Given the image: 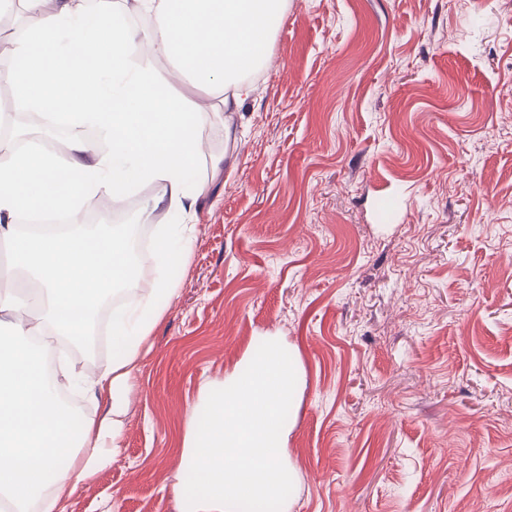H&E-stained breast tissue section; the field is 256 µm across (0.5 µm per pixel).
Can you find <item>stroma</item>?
<instances>
[{
	"label": "stroma",
	"instance_id": "1",
	"mask_svg": "<svg viewBox=\"0 0 512 512\" xmlns=\"http://www.w3.org/2000/svg\"><path fill=\"white\" fill-rule=\"evenodd\" d=\"M252 81L233 145L206 121L187 273L64 512H177L190 409L267 336L304 371L287 512H512V0H288ZM159 191L86 225L157 243Z\"/></svg>",
	"mask_w": 512,
	"mask_h": 512
}]
</instances>
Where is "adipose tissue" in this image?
<instances>
[{"label":"adipose tissue","mask_w":512,"mask_h":512,"mask_svg":"<svg viewBox=\"0 0 512 512\" xmlns=\"http://www.w3.org/2000/svg\"><path fill=\"white\" fill-rule=\"evenodd\" d=\"M41 15L15 48L4 78L18 106L47 111L66 101L69 157L29 149L21 158L0 141V239L16 268L34 273L36 287L0 289V504L9 512H63L65 496L96 473L121 431L130 378L142 345L178 293V270L191 253L186 225L210 193L198 178L204 119L190 99L134 61L142 47L166 57L174 75L200 88L223 90L222 111L251 93L248 74L271 58L270 43L287 0H30ZM151 24L132 33L129 9ZM141 183L162 187L154 207L178 216L163 225L161 276L137 309L112 312V361L102 372L79 375L49 369L48 345L36 336L80 340L105 292L135 275L125 236L71 234L53 228L18 229L22 213L65 211L78 219L83 199L104 193L121 200ZM80 386L106 397L99 419L78 415L62 395Z\"/></svg>","instance_id":"obj_1"}]
</instances>
